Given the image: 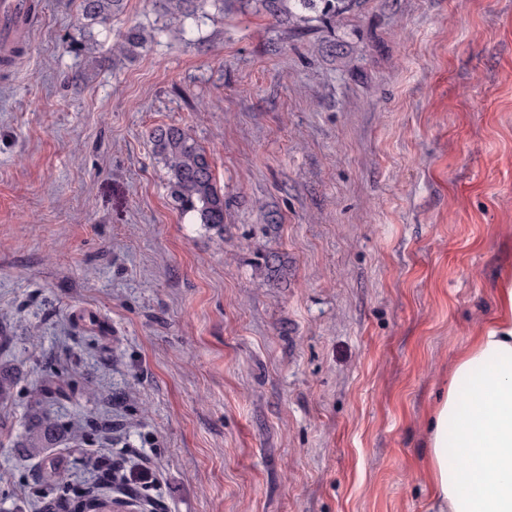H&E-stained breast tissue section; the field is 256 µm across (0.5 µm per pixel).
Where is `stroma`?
<instances>
[{"instance_id": "35a3bbf8", "label": "stroma", "mask_w": 512, "mask_h": 512, "mask_svg": "<svg viewBox=\"0 0 512 512\" xmlns=\"http://www.w3.org/2000/svg\"><path fill=\"white\" fill-rule=\"evenodd\" d=\"M86 27L39 0L0 68V512L119 466L124 512H425L426 416L512 286V0H368L335 33L161 0ZM132 27L156 31L134 58ZM211 154L224 229L150 140ZM89 434L50 482L16 443ZM155 37L153 30L148 31L144 28L134 27L128 30L121 40L113 45V53L132 57L138 48H142ZM155 155L167 169V190L175 209L196 224L224 228V194L218 190L210 154L178 127L150 133ZM49 380L47 384L39 390H36L31 396V408L36 411L43 401L53 394H62L71 388L76 376L73 368L67 367H51L49 369ZM60 434V425L55 420L41 417L23 436L18 448H23L26 456L44 459L47 448H53Z\"/></svg>"}]
</instances>
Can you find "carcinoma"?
Segmentation results:
<instances>
[{
	"mask_svg": "<svg viewBox=\"0 0 512 512\" xmlns=\"http://www.w3.org/2000/svg\"><path fill=\"white\" fill-rule=\"evenodd\" d=\"M365 0H163L169 16L168 32L181 39L187 33V21L197 22L205 8L217 12L265 14L286 21L300 31L332 30L347 15L360 10ZM124 0H81V15L88 25L105 26L123 10ZM155 37L154 31L134 27L113 45V53L130 57ZM155 155L167 169V190L175 209L192 216L197 224L224 228V193L218 190L210 154L178 127L157 128L150 133ZM76 371L53 367L47 384L31 396V408L37 409L53 394L71 388ZM60 425L47 417L39 418L18 444L25 455L45 457L46 450L60 437ZM119 482L118 469L107 468L93 485H68L43 507L44 512H112L107 491Z\"/></svg>",
	"mask_w": 512,
	"mask_h": 512,
	"instance_id": "obj_1",
	"label": "carcinoma"
}]
</instances>
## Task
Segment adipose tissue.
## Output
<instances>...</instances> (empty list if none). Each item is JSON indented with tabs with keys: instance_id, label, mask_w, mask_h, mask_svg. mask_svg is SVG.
Returning <instances> with one entry per match:
<instances>
[{
	"instance_id": "obj_1",
	"label": "adipose tissue",
	"mask_w": 512,
	"mask_h": 512,
	"mask_svg": "<svg viewBox=\"0 0 512 512\" xmlns=\"http://www.w3.org/2000/svg\"><path fill=\"white\" fill-rule=\"evenodd\" d=\"M427 512H512V289L457 357L426 425Z\"/></svg>"
}]
</instances>
